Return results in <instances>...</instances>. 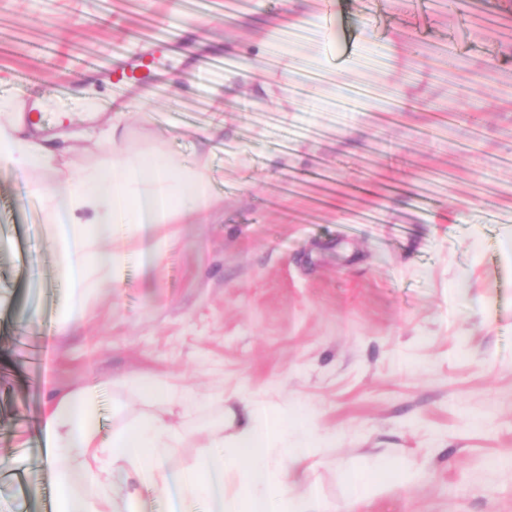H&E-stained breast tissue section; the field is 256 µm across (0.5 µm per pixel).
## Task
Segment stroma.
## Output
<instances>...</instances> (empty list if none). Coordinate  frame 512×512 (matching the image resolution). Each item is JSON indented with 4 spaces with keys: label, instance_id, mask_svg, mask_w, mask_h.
I'll list each match as a JSON object with an SVG mask.
<instances>
[{
    "label": "stroma",
    "instance_id": "stroma-1",
    "mask_svg": "<svg viewBox=\"0 0 512 512\" xmlns=\"http://www.w3.org/2000/svg\"><path fill=\"white\" fill-rule=\"evenodd\" d=\"M227 2L0 0V97L38 102L50 134L132 99L127 151L206 156L213 197L207 223L161 225L177 240L159 264L130 255L119 288L94 274L85 321L64 331L56 227L33 176L0 164V459L17 471L0 476V512H54L47 405L93 385L104 428L116 400L133 425L152 379L193 393L165 412L186 432L178 467L254 395L275 413L304 405L333 435L313 472L328 512H512V32L464 38L462 15L414 0H337L361 43L387 48L372 81L420 106L321 112L286 140L298 101L267 42L302 25L322 35L317 0ZM444 40L474 73L470 112L430 139L449 101ZM142 57L149 78L116 91V60ZM213 58L235 75L201 88ZM475 128L481 148L464 152ZM379 457L410 483L351 501L345 472Z\"/></svg>",
    "mask_w": 512,
    "mask_h": 512
}]
</instances>
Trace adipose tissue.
<instances>
[{"label":"adipose tissue","mask_w":512,"mask_h":512,"mask_svg":"<svg viewBox=\"0 0 512 512\" xmlns=\"http://www.w3.org/2000/svg\"><path fill=\"white\" fill-rule=\"evenodd\" d=\"M128 117V104L118 103L104 126L85 130V137L106 142L110 152L102 164L73 178L59 173V149L41 136L22 96L0 98V161L35 175L34 192L49 222L61 227L52 244L70 276L68 326L82 317L90 272L118 268L130 241H138L154 263L170 246L169 239L156 238L159 225L209 219L207 162L174 166L130 156L124 148ZM139 393L155 414L113 427L105 443L98 439L95 387L68 393L46 414L57 512H102L111 486L132 502L146 490L169 500L200 494L205 512H327L308 477L319 445L302 409L274 415L261 401L244 400L240 410L228 411L226 428L212 432L193 468L183 470L172 464L182 432L162 416L176 390L155 379L141 384ZM408 481L396 460L380 458L363 478L348 483L351 498L358 500L371 484Z\"/></svg>","instance_id":"obj_1"}]
</instances>
